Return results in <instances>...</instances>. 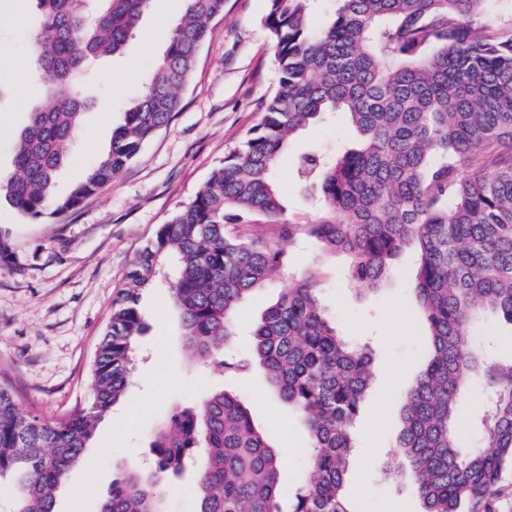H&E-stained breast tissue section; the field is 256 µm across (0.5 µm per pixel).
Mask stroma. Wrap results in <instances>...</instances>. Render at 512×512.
Wrapping results in <instances>:
<instances>
[{
  "mask_svg": "<svg viewBox=\"0 0 512 512\" xmlns=\"http://www.w3.org/2000/svg\"><path fill=\"white\" fill-rule=\"evenodd\" d=\"M184 10L183 0H153L126 48L90 61L79 88L91 101L57 193H67L91 159L108 146L112 131L160 60ZM267 0H225L212 24L195 72L181 92V108L170 124L99 195L71 215L34 221L0 198V381L17 394L24 412L47 419L67 415L91 394V369L112 314V300L132 265L161 224L188 204L213 168L256 123L261 103L275 89L276 71L262 19ZM34 0H0V177L12 170L14 132L21 130L32 101H44L36 83L18 99L15 76L23 70L37 31ZM129 72L122 84L113 75ZM351 131L343 119L305 128L284 154L275 180L288 219L315 220L309 188L297 180L296 155L333 150ZM418 263L414 250L401 253L379 294L349 281L343 262L324 264L321 298L346 340L370 343L375 381L357 421V444L345 484L351 512H421L412 486L392 478L398 454L403 395L412 385L427 336L412 288ZM274 281L243 304L240 329L229 356L246 355L249 331L265 308L288 288ZM167 281L141 298L146 330L143 358L126 399L98 423L86 450L92 468L71 470L56 495L55 512H98L119 468L147 465L151 430L176 406L197 403L213 388L232 391L249 407L275 447H286L280 488L292 504L305 478L308 448L299 417L272 394L257 371L217 373L191 361L170 302ZM395 380H387L389 370Z\"/></svg>",
  "mask_w": 512,
  "mask_h": 512,
  "instance_id": "obj_1",
  "label": "stroma"
}]
</instances>
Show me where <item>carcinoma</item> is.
I'll list each match as a JSON object with an SVG mask.
<instances>
[{
  "instance_id": "carcinoma-1",
  "label": "carcinoma",
  "mask_w": 512,
  "mask_h": 512,
  "mask_svg": "<svg viewBox=\"0 0 512 512\" xmlns=\"http://www.w3.org/2000/svg\"><path fill=\"white\" fill-rule=\"evenodd\" d=\"M152 0H37L40 32L27 71L47 102L14 139L6 197L20 214L59 219L98 195L167 126L225 0H185L182 19L107 148L70 193L55 186L90 101L77 92L88 59L126 47ZM263 25L277 72L258 122L194 199L139 253L93 364L92 393L68 415L23 414L0 384V477L20 473L13 512H55L95 425L125 396L145 329L142 293L173 261L171 302L189 355L217 369L262 372L297 413L309 477L288 512H349L344 484L354 428L374 379L373 353L336 330L320 270L288 275V248L312 238L344 256L352 279L378 290L406 247L429 344L405 394L395 440L422 512H497L512 470V351L482 338L486 316L512 330V0H340L316 28L321 0H267ZM343 115L358 143L296 159L319 219L285 217L274 173L303 127ZM290 287L250 332L243 360L225 359L237 309L281 276ZM483 403L467 416L471 387ZM474 439L463 443L462 425ZM153 469L112 480L98 512H168L161 474L196 475L195 512H283L280 456L236 394L217 389L172 409L152 433Z\"/></svg>"
}]
</instances>
